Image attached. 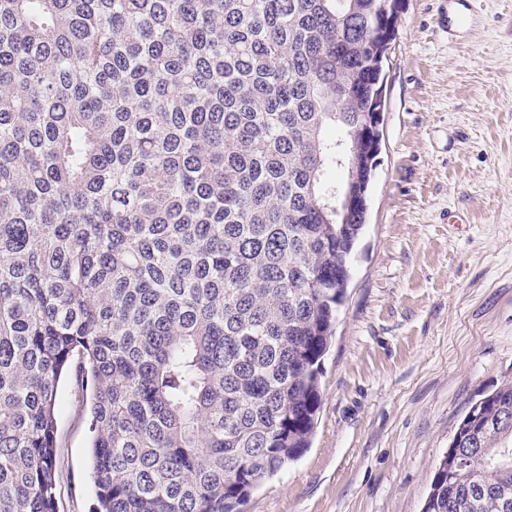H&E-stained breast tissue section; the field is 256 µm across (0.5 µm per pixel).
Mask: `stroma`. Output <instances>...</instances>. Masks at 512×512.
<instances>
[{"label":"stroma","instance_id":"1","mask_svg":"<svg viewBox=\"0 0 512 512\" xmlns=\"http://www.w3.org/2000/svg\"><path fill=\"white\" fill-rule=\"evenodd\" d=\"M401 0L367 224L311 446L243 512H422L473 402L512 380V0ZM58 512H91L90 418L57 395ZM474 0H448V39L458 37L476 16Z\"/></svg>","mask_w":512,"mask_h":512}]
</instances>
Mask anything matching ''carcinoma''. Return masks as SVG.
Returning a JSON list of instances; mask_svg holds the SVG:
<instances>
[{
  "label": "carcinoma",
  "instance_id": "obj_1",
  "mask_svg": "<svg viewBox=\"0 0 512 512\" xmlns=\"http://www.w3.org/2000/svg\"><path fill=\"white\" fill-rule=\"evenodd\" d=\"M386 2L0 0V512H57L63 380L92 512H240L309 447ZM423 512H512V381Z\"/></svg>",
  "mask_w": 512,
  "mask_h": 512
}]
</instances>
